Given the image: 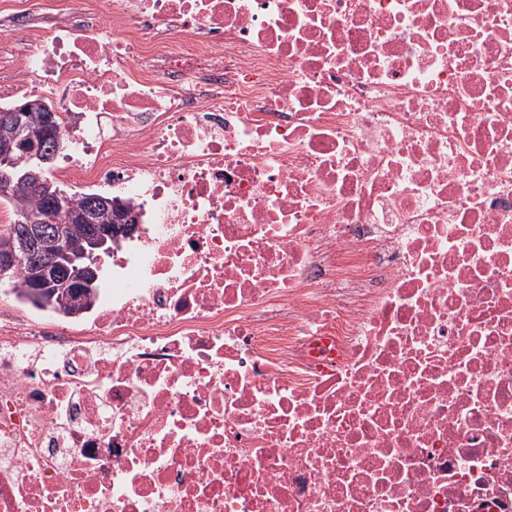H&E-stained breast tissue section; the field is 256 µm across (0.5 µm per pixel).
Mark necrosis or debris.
I'll list each match as a JSON object with an SVG mask.
<instances>
[{"label": "necrosis or debris", "instance_id": "4bbe7bcc", "mask_svg": "<svg viewBox=\"0 0 512 512\" xmlns=\"http://www.w3.org/2000/svg\"><path fill=\"white\" fill-rule=\"evenodd\" d=\"M56 176L145 220L0 312V512H512V0H0Z\"/></svg>", "mask_w": 512, "mask_h": 512}]
</instances>
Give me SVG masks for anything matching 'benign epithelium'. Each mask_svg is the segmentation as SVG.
Returning a JSON list of instances; mask_svg holds the SVG:
<instances>
[{
    "label": "benign epithelium",
    "instance_id": "7a95c632",
    "mask_svg": "<svg viewBox=\"0 0 512 512\" xmlns=\"http://www.w3.org/2000/svg\"><path fill=\"white\" fill-rule=\"evenodd\" d=\"M35 111L46 113L47 124H53L56 111L39 100L0 113V186L7 190L18 186L43 195L48 206L57 211L64 222L86 224L88 232L74 237L64 233L57 218L39 220L25 217L21 220V236L12 235L0 241V280L9 276L19 260L31 258L34 260V300L51 306L55 297L62 294V288H78L85 302L91 305L97 299L98 279L92 247L107 238L119 244L121 239L136 231L140 215L131 203L120 198L97 197L75 212L62 205L63 198L59 195L50 194L48 184L42 180L41 167L50 161L56 143L47 137L38 139L26 132L22 113ZM47 237L54 241L59 255L71 259L85 257L90 259V263L64 275L53 264L38 260L40 243Z\"/></svg>",
    "mask_w": 512,
    "mask_h": 512
}]
</instances>
